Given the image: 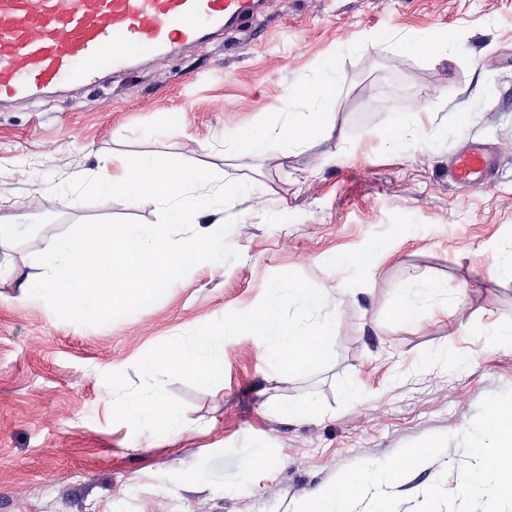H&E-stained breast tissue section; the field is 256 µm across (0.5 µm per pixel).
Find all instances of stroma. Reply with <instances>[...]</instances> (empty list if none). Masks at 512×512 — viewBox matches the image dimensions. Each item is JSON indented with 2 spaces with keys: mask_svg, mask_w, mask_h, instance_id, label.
Here are the masks:
<instances>
[{
  "mask_svg": "<svg viewBox=\"0 0 512 512\" xmlns=\"http://www.w3.org/2000/svg\"><path fill=\"white\" fill-rule=\"evenodd\" d=\"M446 29L460 36L454 58L391 48ZM332 52V134L310 151L285 157L272 143L241 160L238 133L264 127L287 88L321 79ZM424 102L428 136L386 152L388 114ZM472 146L494 161L477 190L448 178ZM112 154L203 166L247 189L223 207V249L150 304L76 320L49 299L17 303L0 283V512H291L344 468L434 434L451 441L392 486L398 512H414L435 481L458 489L468 456L456 435L486 396L512 388V275L492 272L512 250V0H260L206 44L1 108L0 201L31 221L0 263L33 271L45 243L88 224L161 223L156 205L71 189L76 169ZM372 244L385 252L373 276L333 273L336 256ZM285 272L341 285L331 364L283 378L248 342L226 341L223 382L167 384L207 431L151 448L113 421L109 368L140 384V356L260 303ZM432 284L447 314L423 301L411 322L392 320L405 288ZM288 400L313 415L281 417L274 405Z\"/></svg>",
  "mask_w": 512,
  "mask_h": 512,
  "instance_id": "35a3bbf8",
  "label": "stroma"
}]
</instances>
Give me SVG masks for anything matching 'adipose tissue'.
<instances>
[{"mask_svg":"<svg viewBox=\"0 0 512 512\" xmlns=\"http://www.w3.org/2000/svg\"><path fill=\"white\" fill-rule=\"evenodd\" d=\"M321 71V80L287 93L285 120L239 133L245 157L260 155L272 142L286 155L309 151L332 131L325 103L339 76L336 57L327 56ZM428 112L424 105L406 117H389L383 134L387 149L399 152L425 136L422 117ZM95 187L102 196L121 197L131 207L159 205L163 223L146 230L95 224L78 235L56 236L38 252L36 274L19 282V302L47 294L58 310L75 319L91 310L109 315L132 303L149 304L183 271L205 262L213 248L223 244L219 205L244 190L236 181L215 183L204 167L152 157L119 175L111 174L108 160H101Z\"/></svg>","mask_w":512,"mask_h":512,"instance_id":"obj_1","label":"adipose tissue"}]
</instances>
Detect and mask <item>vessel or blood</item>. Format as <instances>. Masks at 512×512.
<instances>
[{"instance_id": "1", "label": "vessel or blood", "mask_w": 512, "mask_h": 512, "mask_svg": "<svg viewBox=\"0 0 512 512\" xmlns=\"http://www.w3.org/2000/svg\"><path fill=\"white\" fill-rule=\"evenodd\" d=\"M254 0H0V104L58 85H88L138 55L199 39L204 27L246 17ZM492 162L482 148L448 166L456 183L480 188Z\"/></svg>"}]
</instances>
